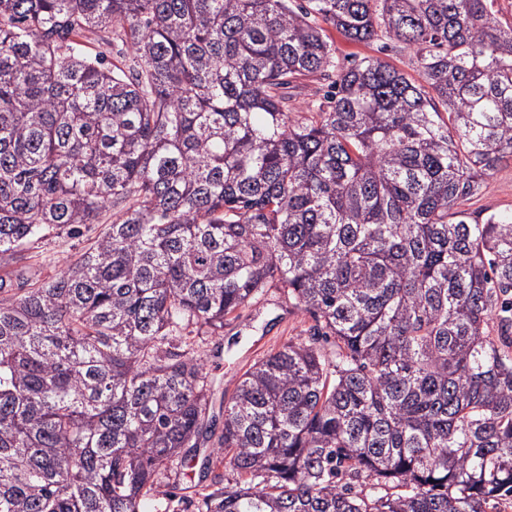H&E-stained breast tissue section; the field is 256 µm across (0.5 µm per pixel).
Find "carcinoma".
Returning <instances> with one entry per match:
<instances>
[{
	"label": "carcinoma",
	"mask_w": 512,
	"mask_h": 512,
	"mask_svg": "<svg viewBox=\"0 0 512 512\" xmlns=\"http://www.w3.org/2000/svg\"><path fill=\"white\" fill-rule=\"evenodd\" d=\"M494 5L0 0V512H151L214 435L188 336L271 287L315 325L224 400L207 463L235 486L188 505L512 499V214L460 209L512 160ZM330 27L404 45L423 82L341 63ZM303 78L320 87L297 118ZM105 215L25 276L48 234ZM104 224H88L87 228H83V235L80 237L73 236H61L53 237L50 236L40 243L34 252L39 253V258H35L32 261L34 264L33 270L37 274L44 277L48 274H52L54 269H58L59 265L65 260H74L84 250L86 246L97 236ZM47 256L56 259L55 267L42 264L41 256Z\"/></svg>",
	"instance_id": "cac0c4a2"
}]
</instances>
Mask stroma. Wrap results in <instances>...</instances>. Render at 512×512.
Instances as JSON below:
<instances>
[{
    "label": "stroma",
    "instance_id": "obj_1",
    "mask_svg": "<svg viewBox=\"0 0 512 512\" xmlns=\"http://www.w3.org/2000/svg\"><path fill=\"white\" fill-rule=\"evenodd\" d=\"M332 39L340 61L379 56L409 78L416 81L421 78L410 50L384 52L379 42H352L338 33L333 34ZM464 209L472 216L511 214L512 163L501 164L491 171L485 177L480 192L465 203ZM100 231V225L91 224L79 237L46 238L38 247L41 259L34 264L36 273L45 276L53 271L52 266L43 264V257L54 258L60 263L77 258ZM312 324L311 317L296 307L286 289L272 288L257 302L238 310L230 320L225 321L222 335L197 338L196 347L203 351L207 372L213 381L210 416L223 420L224 399L231 396L242 374L285 342L307 337Z\"/></svg>",
    "mask_w": 512,
    "mask_h": 512
}]
</instances>
